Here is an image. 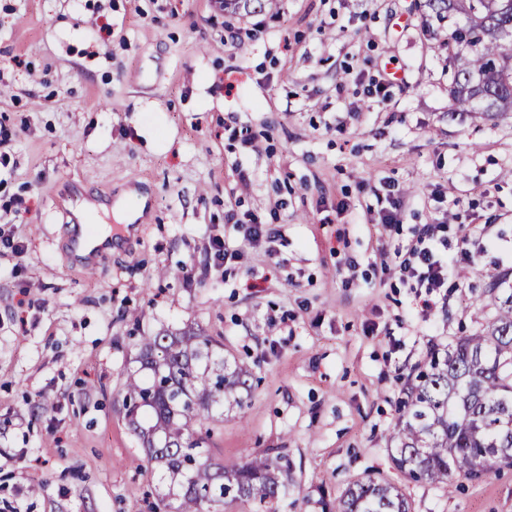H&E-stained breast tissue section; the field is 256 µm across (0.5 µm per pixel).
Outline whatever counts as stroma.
Returning a JSON list of instances; mask_svg holds the SVG:
<instances>
[{"label":"stroma","mask_w":512,"mask_h":512,"mask_svg":"<svg viewBox=\"0 0 512 512\" xmlns=\"http://www.w3.org/2000/svg\"><path fill=\"white\" fill-rule=\"evenodd\" d=\"M448 33L413 0H0V235L23 247L0 244V512H149L122 390L138 336L187 325L253 372L245 419L211 421L209 448L280 449L270 512H323L372 473L411 512H512V468L449 493L388 456L432 343L494 316L495 279L512 288V114L456 111ZM369 178L408 194L400 227L362 223ZM437 187L486 248L429 323L379 261L442 217L423 203ZM130 190L135 232L84 271L66 245L80 205ZM231 208L276 241L244 242ZM214 239L243 259H214Z\"/></svg>","instance_id":"stroma-1"}]
</instances>
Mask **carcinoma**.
Here are the masks:
<instances>
[{"label": "carcinoma", "instance_id": "1", "mask_svg": "<svg viewBox=\"0 0 512 512\" xmlns=\"http://www.w3.org/2000/svg\"><path fill=\"white\" fill-rule=\"evenodd\" d=\"M427 23L448 22L449 94L466 112H512V63L501 33L512 29L505 0H416ZM496 316L448 348L430 351L410 379L390 435L389 457L416 482L453 491L502 465L512 466V289H487ZM139 369L128 373L123 408L168 492L167 512H210L225 500L268 504L278 498L287 466L282 456L247 453L216 462L206 448L221 409L244 415L250 369L229 362L222 344L201 328L161 330L136 343ZM327 512H411L401 490L367 477L348 486Z\"/></svg>", "mask_w": 512, "mask_h": 512}]
</instances>
